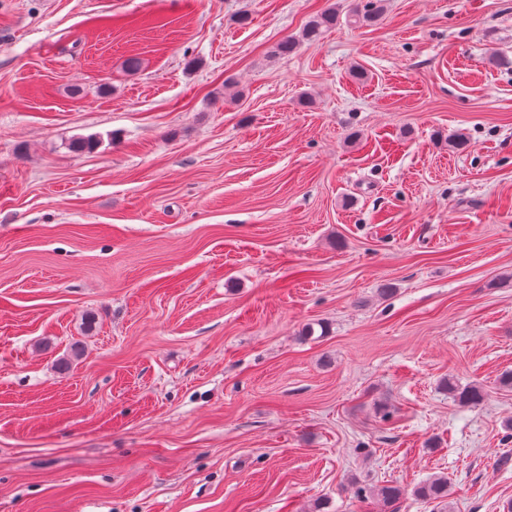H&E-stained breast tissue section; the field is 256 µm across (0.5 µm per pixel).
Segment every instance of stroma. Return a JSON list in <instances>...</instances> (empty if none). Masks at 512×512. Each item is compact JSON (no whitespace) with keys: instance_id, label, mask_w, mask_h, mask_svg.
Wrapping results in <instances>:
<instances>
[{"instance_id":"1","label":"stroma","mask_w":512,"mask_h":512,"mask_svg":"<svg viewBox=\"0 0 512 512\" xmlns=\"http://www.w3.org/2000/svg\"><path fill=\"white\" fill-rule=\"evenodd\" d=\"M357 2L0 0V512L512 500V0ZM357 4L346 15V23L352 26H370L376 24L384 12V0H366ZM339 20L340 13L336 7L325 9L313 16L305 24L298 36H289L277 43L273 53L278 56H288L295 51L300 42L319 40L325 32L335 27ZM447 386L448 394L461 405L476 406L483 402L485 398L483 388L476 383L460 387L450 378L447 381ZM412 494L426 502L442 504L447 503L450 495L448 479L434 477L416 487ZM407 494L408 489L392 483L379 485L372 491L380 511H394L395 504Z\"/></svg>"}]
</instances>
